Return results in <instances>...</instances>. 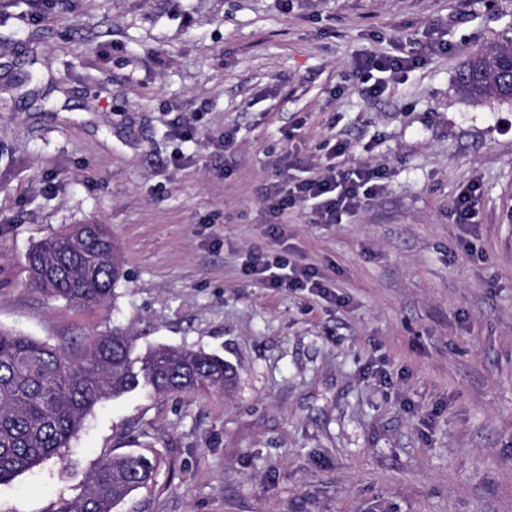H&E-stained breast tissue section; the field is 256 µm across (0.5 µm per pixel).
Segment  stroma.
Returning a JSON list of instances; mask_svg holds the SVG:
<instances>
[{
  "label": "stroma",
  "instance_id": "obj_1",
  "mask_svg": "<svg viewBox=\"0 0 512 512\" xmlns=\"http://www.w3.org/2000/svg\"><path fill=\"white\" fill-rule=\"evenodd\" d=\"M506 36L512 0H0V329L76 356L119 327L238 373L100 401L0 512H57L123 453L156 475L119 512H512V102L456 87ZM407 53L383 93L354 71ZM289 153L384 188L273 238ZM74 224L119 250L106 302L30 284L28 251ZM256 255L333 297L261 285ZM478 196L476 190L469 188L461 191L455 204V215L458 224H473L476 216Z\"/></svg>",
  "mask_w": 512,
  "mask_h": 512
}]
</instances>
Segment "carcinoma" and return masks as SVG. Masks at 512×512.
Segmentation results:
<instances>
[{
  "label": "carcinoma",
  "mask_w": 512,
  "mask_h": 512,
  "mask_svg": "<svg viewBox=\"0 0 512 512\" xmlns=\"http://www.w3.org/2000/svg\"><path fill=\"white\" fill-rule=\"evenodd\" d=\"M458 86L468 98L512 102V39L469 54ZM33 283L47 297L102 303L121 276L112 236L94 237L84 224L33 247L26 255ZM236 371L203 350L156 347L134 355L132 338L114 328L79 359L29 336L0 330V485L59 456L92 408L108 396L140 388L155 393L228 390ZM144 455L102 458L82 494L57 512H112L133 491L154 481Z\"/></svg>",
  "instance_id": "carcinoma-1"
}]
</instances>
